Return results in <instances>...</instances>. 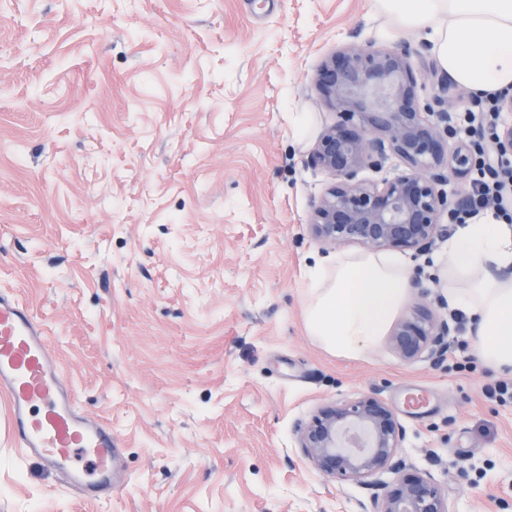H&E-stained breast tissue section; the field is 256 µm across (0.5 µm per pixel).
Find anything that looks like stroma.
Instances as JSON below:
<instances>
[{
  "label": "stroma",
  "mask_w": 512,
  "mask_h": 512,
  "mask_svg": "<svg viewBox=\"0 0 512 512\" xmlns=\"http://www.w3.org/2000/svg\"><path fill=\"white\" fill-rule=\"evenodd\" d=\"M353 41L410 46L438 111L430 41L376 0H0V289L118 445L111 497L86 499L11 447L0 395V512H359L360 484L297 461L296 424L372 392L456 512H512V375L468 323L438 367L384 343L339 358L306 330L307 268L357 251L313 237L330 179L307 163L337 120L313 75ZM447 250L408 256L407 306L423 290L452 317Z\"/></svg>",
  "instance_id": "35a3bbf8"
}]
</instances>
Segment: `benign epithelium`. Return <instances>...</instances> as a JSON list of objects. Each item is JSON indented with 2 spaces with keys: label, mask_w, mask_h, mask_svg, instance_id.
Instances as JSON below:
<instances>
[{
  "label": "benign epithelium",
  "mask_w": 512,
  "mask_h": 512,
  "mask_svg": "<svg viewBox=\"0 0 512 512\" xmlns=\"http://www.w3.org/2000/svg\"><path fill=\"white\" fill-rule=\"evenodd\" d=\"M317 91L339 121L317 138L308 164L332 182L315 204L310 227L320 242L354 244L367 251L398 249L419 255L448 233L449 207L463 210L469 198L448 203L447 186L463 178L470 158L454 139L448 110L422 112L418 79L403 45L378 49L350 43L327 54L314 76ZM502 121L492 137L495 157L512 156V95H503ZM392 156L403 162L378 183L360 178ZM454 326L420 302L393 327L387 341L405 362L446 356ZM302 459L327 478L356 481L372 490L359 512H456L427 471L405 473L400 453L405 432L393 408L376 394L319 406L297 423ZM395 475L391 481L383 476Z\"/></svg>",
  "instance_id": "obj_1"
}]
</instances>
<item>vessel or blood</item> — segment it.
<instances>
[{"mask_svg":"<svg viewBox=\"0 0 512 512\" xmlns=\"http://www.w3.org/2000/svg\"><path fill=\"white\" fill-rule=\"evenodd\" d=\"M0 392L19 450L64 474L84 497L111 493L112 430L79 409L43 329L10 291L0 292Z\"/></svg>","mask_w":512,"mask_h":512,"instance_id":"1","label":"vessel or blood"}]
</instances>
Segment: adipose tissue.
<instances>
[{"instance_id":"ef3b65f1","label":"adipose tissue","mask_w":512,"mask_h":512,"mask_svg":"<svg viewBox=\"0 0 512 512\" xmlns=\"http://www.w3.org/2000/svg\"><path fill=\"white\" fill-rule=\"evenodd\" d=\"M396 29L426 34L449 82L471 95L512 91V0H378ZM448 305L469 320L472 347L488 367L512 373V226L485 215L448 241ZM306 326L326 350L355 359L375 348L403 309L404 262L376 253L337 257L311 270Z\"/></svg>"}]
</instances>
